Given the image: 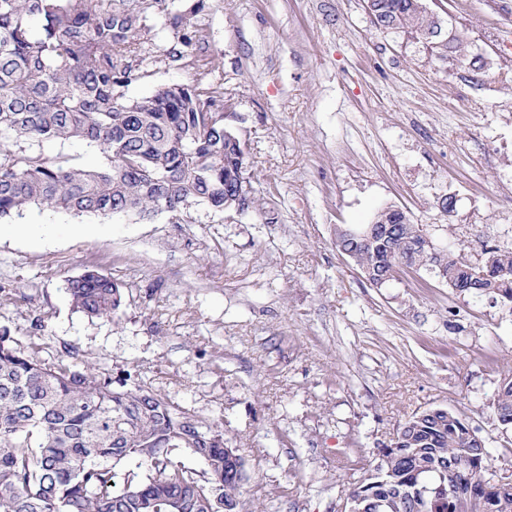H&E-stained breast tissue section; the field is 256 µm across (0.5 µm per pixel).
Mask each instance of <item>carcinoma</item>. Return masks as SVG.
Segmentation results:
<instances>
[{"mask_svg": "<svg viewBox=\"0 0 512 512\" xmlns=\"http://www.w3.org/2000/svg\"><path fill=\"white\" fill-rule=\"evenodd\" d=\"M386 34L419 43L438 60L481 72V56L460 35H436L423 0H367ZM204 0L172 13L168 0H0V219L37 206L74 215L167 214L180 222L194 205L215 212L249 208L246 152L224 122L231 106L204 54ZM153 16L174 42L165 61L197 77L137 99L125 91L144 78ZM96 146L106 162L82 167L50 158L46 142ZM374 223L391 230L366 242L336 229V248L379 277L404 264L443 271L459 293L512 305V249L496 245L471 262L420 246L422 225L398 209ZM78 311L117 318L121 286L87 269L66 280ZM502 430L512 429V371L492 402ZM188 448L197 472L172 457ZM490 451L460 412L432 406L399 423L379 463L353 482L373 512H512V483L488 487L477 473ZM246 462L224 434L127 377L77 362L65 349L54 362L23 349L0 329V512H241Z\"/></svg>", "mask_w": 512, "mask_h": 512, "instance_id": "cac0c4a2", "label": "carcinoma"}]
</instances>
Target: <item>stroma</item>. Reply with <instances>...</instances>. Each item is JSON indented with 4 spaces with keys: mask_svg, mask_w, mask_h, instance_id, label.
Listing matches in <instances>:
<instances>
[{
    "mask_svg": "<svg viewBox=\"0 0 512 512\" xmlns=\"http://www.w3.org/2000/svg\"><path fill=\"white\" fill-rule=\"evenodd\" d=\"M484 58L480 80L370 22L363 0H205L212 80L233 104L257 207L0 220V327L223 432L248 466L244 512H339L354 469L430 406L464 413L512 467L491 404L512 369V308L419 272L373 288L336 248L340 225L393 207L436 248L512 244V0H439ZM127 98L193 79L147 59ZM460 92L479 109L448 104ZM454 197L444 212L440 202ZM35 224L37 238L15 236ZM94 267L124 292L119 319L73 308Z\"/></svg>",
    "mask_w": 512,
    "mask_h": 512,
    "instance_id": "1",
    "label": "stroma"
}]
</instances>
